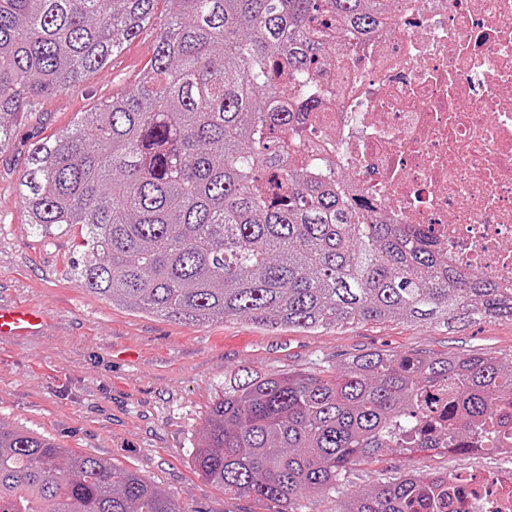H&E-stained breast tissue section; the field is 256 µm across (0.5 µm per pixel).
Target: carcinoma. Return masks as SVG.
<instances>
[{
	"label": "carcinoma",
	"mask_w": 512,
	"mask_h": 512,
	"mask_svg": "<svg viewBox=\"0 0 512 512\" xmlns=\"http://www.w3.org/2000/svg\"><path fill=\"white\" fill-rule=\"evenodd\" d=\"M157 2L0 0V151L40 98L119 54ZM166 2L138 85L28 153L19 197L32 228L79 229L86 290L186 323L512 322V296L448 262L427 232L347 197L336 164L292 163L336 31L374 34L393 0ZM498 415L512 417V365L491 357L375 350L332 376L239 369L192 462L226 495L298 512L383 450L472 452ZM459 494L442 475L410 473L340 512H448ZM0 512L180 510L142 476L0 424Z\"/></svg>",
	"instance_id": "cac0c4a2"
}]
</instances>
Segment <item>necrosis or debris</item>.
<instances>
[{
    "label": "necrosis or debris",
    "instance_id": "necrosis-or-debris-1",
    "mask_svg": "<svg viewBox=\"0 0 512 512\" xmlns=\"http://www.w3.org/2000/svg\"><path fill=\"white\" fill-rule=\"evenodd\" d=\"M399 19L319 73L299 146L342 191L429 230L449 262L512 288V0H401ZM457 512H512V473H452Z\"/></svg>",
    "mask_w": 512,
    "mask_h": 512
}]
</instances>
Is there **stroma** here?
Listing matches in <instances>:
<instances>
[{"label":"stroma","instance_id":"35a3bbf8","mask_svg":"<svg viewBox=\"0 0 512 512\" xmlns=\"http://www.w3.org/2000/svg\"><path fill=\"white\" fill-rule=\"evenodd\" d=\"M168 13L162 2L104 68L42 97L0 151V306L31 304L43 315L35 332L0 340V423L136 472L168 491L182 512H269L253 498L225 495L192 465L225 373L245 366L270 374H323L373 350L432 357L485 353L507 364L512 322L448 329L395 319L314 331L271 330L244 319L185 324L88 292L72 273L79 255L71 234L41 236L32 229L18 195L28 151L133 88L154 55ZM511 464L444 448L385 452L354 462L335 490L308 496L302 509L336 512L354 494L412 471L489 472Z\"/></svg>","mask_w":512,"mask_h":512}]
</instances>
